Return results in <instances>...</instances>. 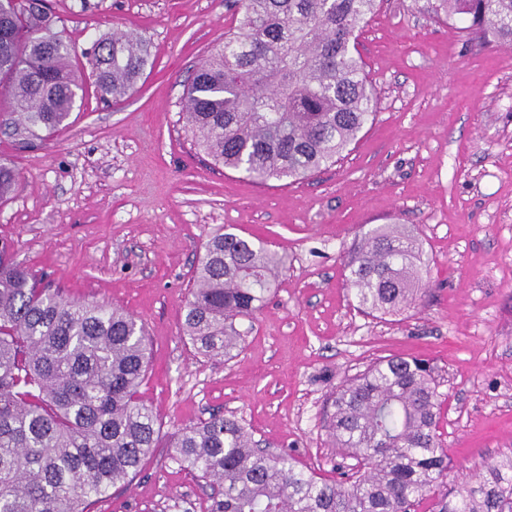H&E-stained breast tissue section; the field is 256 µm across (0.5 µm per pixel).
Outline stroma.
I'll return each mask as SVG.
<instances>
[{
    "mask_svg": "<svg viewBox=\"0 0 512 512\" xmlns=\"http://www.w3.org/2000/svg\"><path fill=\"white\" fill-rule=\"evenodd\" d=\"M430 0H380L357 46L376 116L327 169L258 185L213 166L180 117L195 70L224 43L234 0H47L55 31L85 49L113 29L149 45L134 94L104 102L86 83L68 125L21 146L0 132L19 182L0 201L14 260L75 300L126 310L147 331L139 396L158 446L91 512H206L209 488L172 459L179 429L235 415L296 469L333 479L325 429L336 386L378 359L431 361L447 486L512 453V44H479ZM380 224L420 239L429 272L397 316L356 308L343 252ZM259 238L287 258L229 360L181 332L211 236Z\"/></svg>",
    "mask_w": 512,
    "mask_h": 512,
    "instance_id": "stroma-1",
    "label": "stroma"
}]
</instances>
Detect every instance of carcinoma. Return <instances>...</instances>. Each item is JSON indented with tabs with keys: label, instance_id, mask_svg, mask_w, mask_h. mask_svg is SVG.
I'll list each match as a JSON object with an SVG mask.
<instances>
[{
	"label": "carcinoma",
	"instance_id": "cac0c4a2",
	"mask_svg": "<svg viewBox=\"0 0 512 512\" xmlns=\"http://www.w3.org/2000/svg\"><path fill=\"white\" fill-rule=\"evenodd\" d=\"M35 0H0V127L42 141L65 125L83 76ZM239 18L195 72L182 120L197 144L253 182H298L336 163L373 121L375 92L355 45L377 0H236ZM484 40L512 42V0H435ZM89 55L97 92L121 99L148 64L145 42L121 30ZM17 184L0 161V200ZM284 257L232 232L205 245L182 333L197 353L242 348ZM429 261L419 240L378 225L348 250V284L367 314L414 304ZM146 329L121 308L82 302L17 264L0 240V512H88L91 498L128 484L158 446L139 387ZM328 426L354 463L326 480L256 447L235 416L213 413L170 443L211 487L209 512H412L443 484L441 394L423 359L388 357L336 387ZM438 502L439 512H512V455L485 463Z\"/></svg>",
	"mask_w": 512,
	"mask_h": 512
}]
</instances>
